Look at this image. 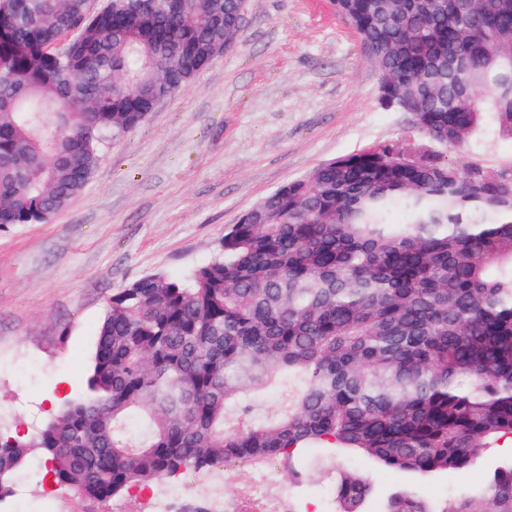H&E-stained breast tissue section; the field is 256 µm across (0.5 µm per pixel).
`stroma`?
I'll return each mask as SVG.
<instances>
[{"label":"stroma","instance_id":"35a3bbf8","mask_svg":"<svg viewBox=\"0 0 512 512\" xmlns=\"http://www.w3.org/2000/svg\"><path fill=\"white\" fill-rule=\"evenodd\" d=\"M378 77L332 0H246L235 43L131 133L107 140L83 190L45 224L0 228V431H38L82 391L96 328L120 288L153 273L182 278L210 261L228 225L317 165L381 143L430 141L408 113L382 109ZM465 166L512 168V137L487 126L448 151ZM512 457V443L480 465L419 487L442 501ZM48 463L32 453L0 512H143L122 494L97 503L48 491ZM230 512H258L249 467L218 468ZM199 476L158 486L175 512H205ZM299 502L335 512L318 469L292 483Z\"/></svg>","mask_w":512,"mask_h":512}]
</instances>
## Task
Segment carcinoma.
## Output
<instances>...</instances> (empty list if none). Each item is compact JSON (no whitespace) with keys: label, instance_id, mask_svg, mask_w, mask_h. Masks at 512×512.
<instances>
[{"label":"carcinoma","instance_id":"1","mask_svg":"<svg viewBox=\"0 0 512 512\" xmlns=\"http://www.w3.org/2000/svg\"><path fill=\"white\" fill-rule=\"evenodd\" d=\"M378 75L382 108L455 149L491 120L512 137V0H333ZM242 0H0V227L49 222L145 90L172 97L241 35ZM400 206L408 219L389 220ZM288 386L258 422L250 395ZM142 415L136 443L128 422ZM512 438V170L378 145L328 160L224 231L186 278L111 298L83 396L34 437L0 436V498L40 451L53 483L106 502L192 471L307 449L336 512H363L365 470L474 466ZM383 512H512V459L443 505L409 486Z\"/></svg>","mask_w":512,"mask_h":512}]
</instances>
